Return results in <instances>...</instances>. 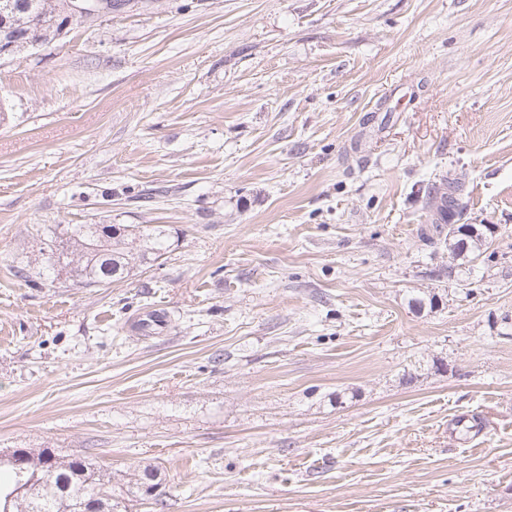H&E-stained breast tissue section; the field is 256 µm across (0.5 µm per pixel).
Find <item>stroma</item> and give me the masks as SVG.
<instances>
[{
    "label": "stroma",
    "instance_id": "stroma-1",
    "mask_svg": "<svg viewBox=\"0 0 512 512\" xmlns=\"http://www.w3.org/2000/svg\"><path fill=\"white\" fill-rule=\"evenodd\" d=\"M0 110V449L155 468L128 512H512V0H127ZM46 224L172 250L35 285ZM465 175L456 174L454 178L443 177L440 179V184L433 185L432 190L428 193L426 197V207L438 216L436 220L432 224H437L436 229L441 228L439 224H448V235L451 232V226L456 224H451L453 222H448V213L453 214L456 217L457 208L459 207L458 198L456 194L461 190L462 179Z\"/></svg>",
    "mask_w": 512,
    "mask_h": 512
}]
</instances>
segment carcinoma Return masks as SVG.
I'll use <instances>...</instances> for the list:
<instances>
[{"label":"carcinoma","mask_w":512,"mask_h":512,"mask_svg":"<svg viewBox=\"0 0 512 512\" xmlns=\"http://www.w3.org/2000/svg\"><path fill=\"white\" fill-rule=\"evenodd\" d=\"M59 0H13V8L5 14L0 26V42L13 45L18 53L36 37L49 42L60 34L66 18L58 12ZM463 175L441 178L426 197V207L448 223V214H457L456 194L461 190ZM129 231L119 239L100 233L92 224H71L62 233L43 228L39 254L56 260L57 253L78 257L86 283L100 286L151 267L171 252L172 243L161 225H128ZM154 469L146 467L127 485L132 498L151 496L150 476ZM26 485L22 495L6 499L18 484ZM111 480L95 468L85 455L63 454L57 448L27 449L25 471L19 472L8 460L0 458V512H82V505L98 494L99 512H126L123 502L112 496Z\"/></svg>","instance_id":"obj_1"}]
</instances>
